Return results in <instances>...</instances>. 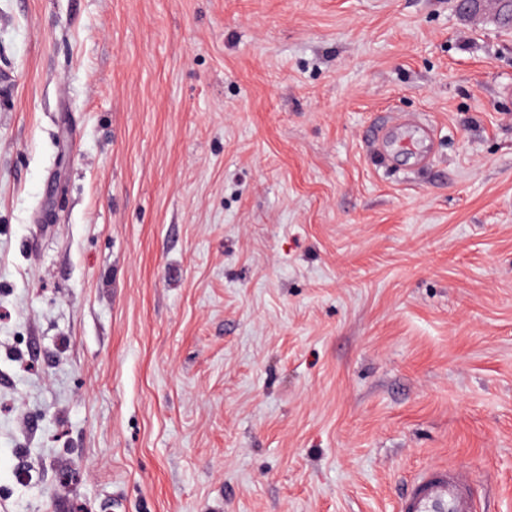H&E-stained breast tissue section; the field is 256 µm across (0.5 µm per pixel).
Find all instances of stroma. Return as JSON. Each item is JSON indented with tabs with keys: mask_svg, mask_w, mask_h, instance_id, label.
Masks as SVG:
<instances>
[{
	"mask_svg": "<svg viewBox=\"0 0 512 512\" xmlns=\"http://www.w3.org/2000/svg\"><path fill=\"white\" fill-rule=\"evenodd\" d=\"M437 464L512 512V26L0 0V512H397ZM398 132H406L412 135V138L404 141L403 147L407 150H415L418 163H426L429 154L428 136L423 126L412 119H393L379 125L371 135L369 143L392 157L385 151V146Z\"/></svg>",
	"mask_w": 512,
	"mask_h": 512,
	"instance_id": "35a3bbf8",
	"label": "stroma"
}]
</instances>
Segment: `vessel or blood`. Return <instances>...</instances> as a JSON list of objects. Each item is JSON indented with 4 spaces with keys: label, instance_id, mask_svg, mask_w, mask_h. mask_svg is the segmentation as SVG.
Instances as JSON below:
<instances>
[{
    "label": "vessel or blood",
    "instance_id": "vessel-or-blood-1",
    "mask_svg": "<svg viewBox=\"0 0 512 512\" xmlns=\"http://www.w3.org/2000/svg\"><path fill=\"white\" fill-rule=\"evenodd\" d=\"M408 133L406 149L414 151L419 162L429 154L428 136L422 125L411 119H393L379 125L370 142L384 149L397 133ZM397 512H477L471 481L462 472L445 466H430L416 473L405 494L398 500Z\"/></svg>",
    "mask_w": 512,
    "mask_h": 512
}]
</instances>
